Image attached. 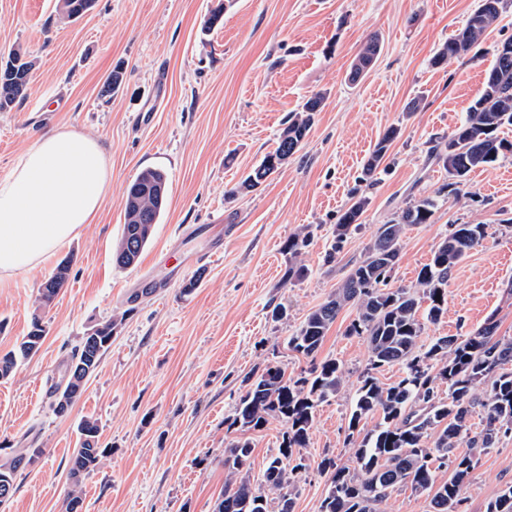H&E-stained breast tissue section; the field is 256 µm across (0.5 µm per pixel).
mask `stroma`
Instances as JSON below:
<instances>
[{
	"label": "stroma",
	"mask_w": 512,
	"mask_h": 512,
	"mask_svg": "<svg viewBox=\"0 0 512 512\" xmlns=\"http://www.w3.org/2000/svg\"><path fill=\"white\" fill-rule=\"evenodd\" d=\"M217 0H95L75 20L57 0H0V58L31 61L25 96L0 112V177L38 133L78 128L108 146L112 193L82 234L41 267L0 286V355L40 317L46 336L36 354L0 380V462L19 448L41 454L15 482L0 512H65L69 458L78 425L97 420L101 466L82 480V512H214L224 490V448L239 436L231 422L245 376L268 362L299 374L311 359L288 340L359 262L377 227L423 198L431 223L409 226L391 273L413 288L452 225L484 224L488 235L448 281L447 312L425 324L426 348L438 336H464L488 318L512 336V153L472 172L457 194L429 155L482 92L494 48L512 38V2L467 54L431 60L457 34L475 0H228L222 22L204 30ZM381 51L357 83L350 66L372 37ZM118 91L105 94L113 70ZM324 101L302 149L255 190L234 189L272 151L290 113L314 94ZM152 126L140 124L153 99ZM400 130L373 182L361 179L373 145ZM168 175L160 224L136 266L112 259L124 224L127 190L141 170ZM367 205L336 259L340 215L354 197ZM309 229L287 279L281 249ZM67 281L37 309L41 284L60 263ZM192 292H184L189 280ZM283 306L285 315L273 317ZM346 306L315 359L340 362L344 382L318 403L306 467L290 486L294 512H317L329 487L321 463L354 466L345 442L356 391L369 362L364 338L348 335ZM114 320L112 346L63 415L49 407L72 348L89 329ZM283 425L250 433L251 474L279 453ZM512 485V435L483 453L465 482L464 512H486Z\"/></svg>",
	"instance_id": "obj_1"
}]
</instances>
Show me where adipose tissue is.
<instances>
[{"label":"adipose tissue","instance_id":"1","mask_svg":"<svg viewBox=\"0 0 512 512\" xmlns=\"http://www.w3.org/2000/svg\"><path fill=\"white\" fill-rule=\"evenodd\" d=\"M111 191L99 139L67 125L35 137L0 178V285L77 238Z\"/></svg>","mask_w":512,"mask_h":512}]
</instances>
